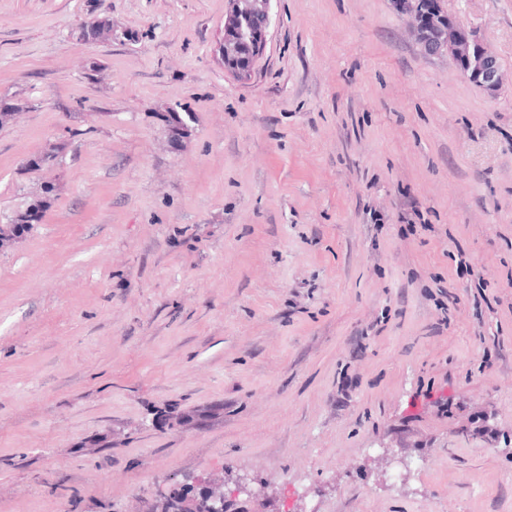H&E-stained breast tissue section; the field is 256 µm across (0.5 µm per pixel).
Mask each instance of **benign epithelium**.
I'll list each match as a JSON object with an SVG mask.
<instances>
[{"mask_svg": "<svg viewBox=\"0 0 512 512\" xmlns=\"http://www.w3.org/2000/svg\"><path fill=\"white\" fill-rule=\"evenodd\" d=\"M270 0H232V10L224 24L221 51L224 68L241 76L250 73L251 59L265 47ZM396 9L410 17L416 39L427 56L446 55L475 85L489 94L498 91L502 73L497 58L480 42L474 32L446 16L441 0H428L416 10L415 0H394ZM208 497L211 512H224V475L197 479L192 492L179 504L178 512H195L197 496Z\"/></svg>", "mask_w": 512, "mask_h": 512, "instance_id": "1", "label": "benign epithelium"}]
</instances>
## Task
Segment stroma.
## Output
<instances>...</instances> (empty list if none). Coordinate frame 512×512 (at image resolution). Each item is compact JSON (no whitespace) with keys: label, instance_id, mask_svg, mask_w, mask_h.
Segmentation results:
<instances>
[{"label":"stroma","instance_id":"1","mask_svg":"<svg viewBox=\"0 0 512 512\" xmlns=\"http://www.w3.org/2000/svg\"><path fill=\"white\" fill-rule=\"evenodd\" d=\"M442 7L496 95L392 0H271L244 78L229 0H0V223L45 203L0 249V512L217 472L290 512H512V0ZM427 1L393 2L400 13L410 17L416 39L425 55H448L472 83L493 95L502 83L497 58L480 42L474 32L444 14L440 0ZM414 2L416 5L427 3L417 11ZM434 33L436 36L432 35Z\"/></svg>","mask_w":512,"mask_h":512}]
</instances>
